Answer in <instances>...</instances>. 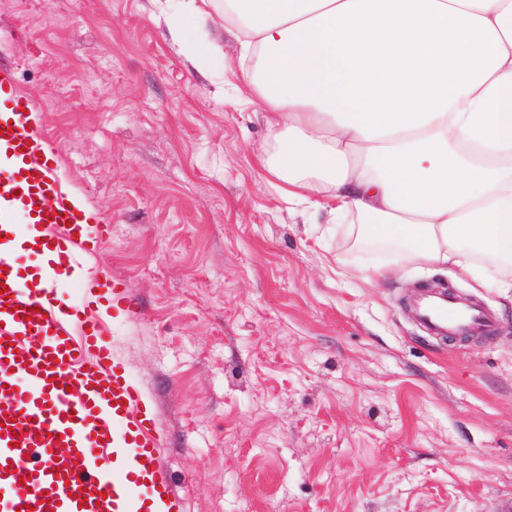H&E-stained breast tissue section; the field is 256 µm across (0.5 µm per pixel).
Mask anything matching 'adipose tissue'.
Segmentation results:
<instances>
[{"instance_id":"1","label":"adipose tissue","mask_w":512,"mask_h":512,"mask_svg":"<svg viewBox=\"0 0 512 512\" xmlns=\"http://www.w3.org/2000/svg\"><path fill=\"white\" fill-rule=\"evenodd\" d=\"M278 128L291 201L335 200L402 260L512 289V0H224ZM169 32L223 55L186 0Z\"/></svg>"}]
</instances>
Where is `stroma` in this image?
I'll list each match as a JSON object with an SVG mask.
<instances>
[{
	"instance_id": "stroma-1",
	"label": "stroma",
	"mask_w": 512,
	"mask_h": 512,
	"mask_svg": "<svg viewBox=\"0 0 512 512\" xmlns=\"http://www.w3.org/2000/svg\"><path fill=\"white\" fill-rule=\"evenodd\" d=\"M181 3L0 0V61L111 227L91 264L136 306L113 331L182 512H496L512 499V298L392 266L329 199L284 200L236 26L202 0L224 54L199 65L168 31ZM448 287L495 315L493 339L413 320L417 290Z\"/></svg>"
}]
</instances>
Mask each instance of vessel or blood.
Segmentation results:
<instances>
[{"mask_svg":"<svg viewBox=\"0 0 512 512\" xmlns=\"http://www.w3.org/2000/svg\"><path fill=\"white\" fill-rule=\"evenodd\" d=\"M33 109L0 65V512H178L153 412L100 315L129 310L123 283L87 265L109 227L88 224ZM75 280L80 296L61 292ZM414 312L440 336L495 331L447 294Z\"/></svg>","mask_w":512,"mask_h":512,"instance_id":"b4317fda","label":"vessel or blood"}]
</instances>
